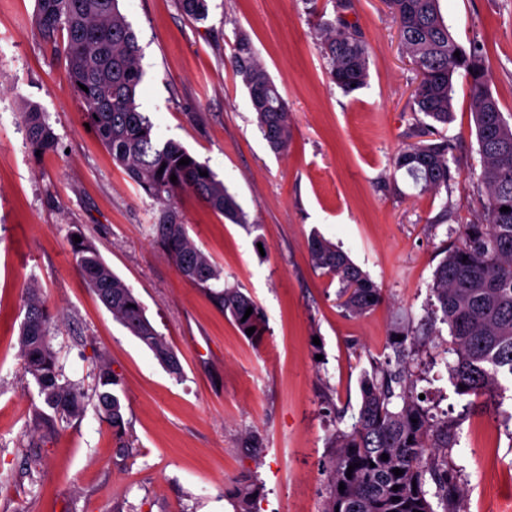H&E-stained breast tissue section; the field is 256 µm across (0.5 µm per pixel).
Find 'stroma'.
Returning a JSON list of instances; mask_svg holds the SVG:
<instances>
[{
  "label": "stroma",
  "instance_id": "1",
  "mask_svg": "<svg viewBox=\"0 0 512 512\" xmlns=\"http://www.w3.org/2000/svg\"><path fill=\"white\" fill-rule=\"evenodd\" d=\"M335 2L209 0L207 20L195 22L178 0H123L142 53L141 111L160 140L206 162L247 216L235 224L193 194L177 199L225 286L262 308L255 345L154 241L160 206L86 129L65 57L39 34L36 0H0V512H232L229 492L254 477L256 512H322L330 437L356 422L363 373L393 356L405 327L418 339V391L457 424L450 460L462 470L466 512H512V387L497 405L457 395L444 362L449 328L431 311L445 248L482 213L469 79L456 73L451 120L430 124L411 109L417 72L384 0H350L345 16L369 47V77L344 94L319 50ZM440 11L457 43L484 44L490 90L512 114V0H440ZM239 30L288 103L283 153L270 150L229 63ZM27 102L46 112L59 151L31 152L19 117ZM424 132L451 147V180L437 193L391 168ZM77 225L174 348L181 377L81 278L70 246ZM315 232L381 288L380 304L360 315L341 307L338 282L311 264ZM32 283L54 316L66 375L91 389L100 357L121 375L130 453L91 405L51 439L32 437L39 397L18 356ZM251 435L260 455L245 446ZM30 454L39 465L29 473Z\"/></svg>",
  "mask_w": 512,
  "mask_h": 512
}]
</instances>
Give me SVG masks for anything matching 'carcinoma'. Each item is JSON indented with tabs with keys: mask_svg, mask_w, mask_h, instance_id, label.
<instances>
[{
	"mask_svg": "<svg viewBox=\"0 0 512 512\" xmlns=\"http://www.w3.org/2000/svg\"><path fill=\"white\" fill-rule=\"evenodd\" d=\"M36 2L41 37L53 46H63L68 90L80 102L85 119L113 163L161 205L153 225L156 239L182 278L205 291L241 333L253 327L251 338H259L265 323L261 309L243 292L224 286L222 270L190 240L173 199L181 191H191L235 224L247 223L246 215L207 164L175 141H160L150 117L139 110L141 48L121 0ZM179 2L189 18L197 22L208 18L207 0ZM387 6L419 79L413 111L436 124H448L455 73L462 69L470 78V107L481 156L477 192L485 194L486 202L477 222L464 225L462 244L445 250L431 293L450 328L447 352L455 359L448 369L456 392L494 402L504 391L503 380L512 378V122L488 88L483 47L475 44L466 50L455 42L441 16L439 0H387ZM336 8L339 15L322 23L321 53L330 80L350 94L367 84L369 48L360 31L340 15L349 9V2L340 0ZM457 51L458 57L454 56ZM230 62L268 146L275 153L284 151L291 136L288 104L243 31L236 33ZM83 85L87 90L81 89ZM22 119L32 152L57 150L56 135L44 112L29 106ZM448 150L445 141L411 143L394 157L393 172L404 171L424 190L438 192L448 187ZM182 158L189 159V164H179ZM504 206L510 211H501ZM72 234L81 237V242L71 243L78 271L102 305L160 365L180 375L176 351L151 323L132 288L112 271L80 229ZM308 249L314 267L338 280V296L348 312L360 314L381 301V289L331 241L314 234ZM249 307L253 312L246 318ZM24 308L19 354L24 373L38 390L40 405L34 409L33 425L44 440L62 424L82 416L88 394L60 366L49 341L52 318L32 286L26 289ZM408 337L406 333L394 343L395 361L377 364L363 377L356 423L331 438L334 453L322 512H434L433 496L444 504V512H461L457 470L448 465L449 450L457 445L459 434L448 420L420 404L416 380L406 367ZM93 380L97 411L122 440L126 430L121 377L101 359L95 364ZM384 454L388 455L385 461ZM354 464L357 468L346 476ZM395 468L403 474L394 475ZM341 483L345 484L342 491ZM395 485L399 486L396 491ZM257 495L252 482L236 486L230 494L233 512H255Z\"/></svg>",
	"mask_w": 512,
	"mask_h": 512,
	"instance_id": "cac0c4a2",
	"label": "carcinoma"
}]
</instances>
